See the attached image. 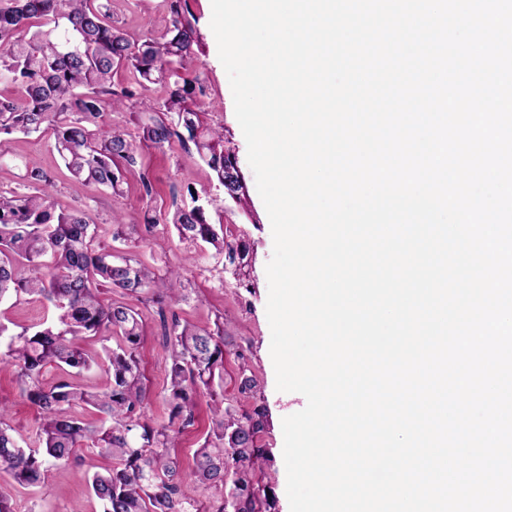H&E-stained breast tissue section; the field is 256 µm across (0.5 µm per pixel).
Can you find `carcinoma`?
I'll return each mask as SVG.
<instances>
[{"label": "carcinoma", "mask_w": 512, "mask_h": 512, "mask_svg": "<svg viewBox=\"0 0 512 512\" xmlns=\"http://www.w3.org/2000/svg\"><path fill=\"white\" fill-rule=\"evenodd\" d=\"M166 2L165 31L133 41L112 24L111 0H0V80L20 90L18 98L0 96V135L51 131L71 178L115 196L137 173L144 148L192 144L225 197L243 207L246 184L236 155L224 146L223 129L206 127L200 119L207 93L190 76L199 34L183 8L188 0ZM119 68L131 73L134 85L112 83ZM135 85H154L161 95L138 98ZM123 109L149 114L138 138L117 127L101 135L103 114ZM25 167L31 191L0 193V301L36 296L50 303L56 316L35 331H13L0 322V340L7 339L0 363L14 369L22 395L40 414L31 446L7 423L0 405V477L38 487L49 466L64 473L70 464L84 462L81 449L91 448L112 458V467L87 475L103 512H200L197 502L182 494L188 478L224 490L210 512H277L275 489L264 481L271 462L263 443L267 415L258 377L242 353L238 389L249 407L224 406V317L198 327L166 315L161 301L149 298L158 304L170 347L168 421L153 423L141 370L144 317L123 303H103L100 293L109 288L137 297L156 290L178 301L185 291L181 275L160 277L135 255L115 260L112 247L97 242L87 212L56 210L48 174L33 160ZM137 174L145 195L156 194L149 174L143 169ZM190 196L192 204L176 207L170 221L179 238L212 247L242 275L250 244L229 237L223 222L212 221V202L200 204L195 193ZM102 332L116 341L105 348L112 382L91 392L70 380L92 364L74 339ZM47 366L64 374L50 387L41 379ZM203 397L209 398L211 419L187 474L173 448L179 434L195 424ZM77 406L97 411L100 423L74 415Z\"/></svg>", "instance_id": "carcinoma-1"}]
</instances>
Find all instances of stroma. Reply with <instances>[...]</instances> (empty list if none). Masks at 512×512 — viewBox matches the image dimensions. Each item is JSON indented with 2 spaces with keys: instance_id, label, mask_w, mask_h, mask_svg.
<instances>
[{
  "instance_id": "35a3bbf8",
  "label": "stroma",
  "mask_w": 512,
  "mask_h": 512,
  "mask_svg": "<svg viewBox=\"0 0 512 512\" xmlns=\"http://www.w3.org/2000/svg\"><path fill=\"white\" fill-rule=\"evenodd\" d=\"M189 3L198 19L197 27L201 34L194 71L209 92L206 112L201 119L204 125L223 127L225 142L237 155L247 187L246 209H239L225 199L213 172L195 151L175 146L143 152V165L160 191L159 196L151 201L135 177L130 178L126 193L121 197L75 183L54 150L50 135L41 133L0 138V192L23 191L24 163L36 160L52 178L50 191L58 208L87 211L96 226L100 244L115 246L121 253L134 252L156 273L172 268L189 280L186 300L171 306L179 318L206 327L216 315H224L228 321V339L224 348V397L236 408H245L246 403L240 400L237 391L238 358L242 355L250 358L261 384L262 403L268 419L264 440L272 462L266 468L265 476L275 487L278 512H290L286 495L282 420L302 410L306 399L302 394L281 392L276 388L270 355L271 330L266 315V265L273 250L271 223L248 163L247 143L235 116L229 79L218 57L216 39L210 27L211 0H189ZM169 17L166 0H112L113 22L137 40L159 35ZM193 191L201 199L213 201L215 207L223 209L224 226L231 234L250 240L253 252L246 278L237 279L232 271L223 270L222 261L213 250L182 240L173 230L169 223L173 210L187 202ZM149 207L153 208L159 221L150 233L144 227V212ZM117 216L133 229L129 243L112 240L113 219ZM155 309L152 303L142 309L145 336L141 347V368L145 376L147 413L153 422L162 424L168 416L164 401L168 347L161 323L154 314ZM53 317L54 310L47 302L29 296L0 302V322L13 329L48 323ZM0 404L8 410L10 425L23 436H32L39 422L38 411L21 397L20 386L8 370L0 371ZM9 492L17 512L102 510L80 469L72 470L64 477L50 476L41 487L14 485Z\"/></svg>"
}]
</instances>
